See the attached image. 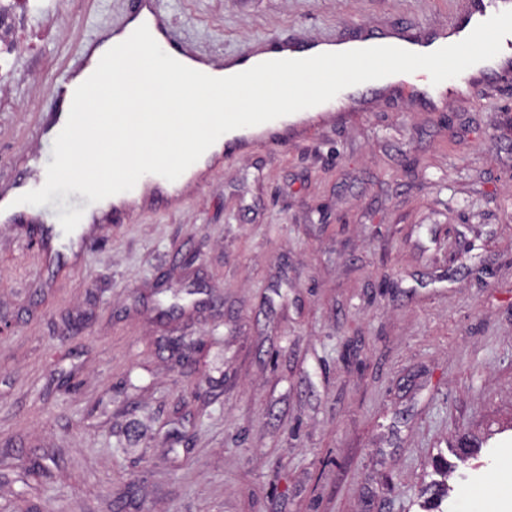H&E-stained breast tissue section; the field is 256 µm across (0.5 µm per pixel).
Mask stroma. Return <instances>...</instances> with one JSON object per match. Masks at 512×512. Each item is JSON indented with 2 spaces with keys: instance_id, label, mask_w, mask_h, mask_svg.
I'll list each match as a JSON object with an SVG mask.
<instances>
[{
  "instance_id": "obj_1",
  "label": "stroma",
  "mask_w": 512,
  "mask_h": 512,
  "mask_svg": "<svg viewBox=\"0 0 512 512\" xmlns=\"http://www.w3.org/2000/svg\"><path fill=\"white\" fill-rule=\"evenodd\" d=\"M161 3L224 54L462 6ZM128 8L11 9L0 186L31 149L54 161L35 135L49 83ZM40 200L65 228L92 197L60 178ZM440 455L448 512H512V80L224 159L201 193L107 225L73 271L0 223V512H409Z\"/></svg>"
}]
</instances>
